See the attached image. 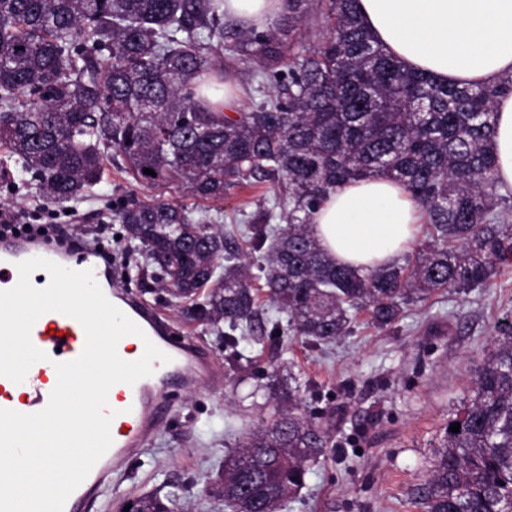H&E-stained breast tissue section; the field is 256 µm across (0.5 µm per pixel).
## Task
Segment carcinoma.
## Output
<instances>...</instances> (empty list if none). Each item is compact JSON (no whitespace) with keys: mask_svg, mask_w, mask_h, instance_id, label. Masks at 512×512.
Instances as JSON below:
<instances>
[{"mask_svg":"<svg viewBox=\"0 0 512 512\" xmlns=\"http://www.w3.org/2000/svg\"><path fill=\"white\" fill-rule=\"evenodd\" d=\"M315 8L325 34L308 46L301 26ZM239 61L259 62L254 77L271 91L228 115L224 81ZM505 93L512 74L473 89L405 70L356 0H288L264 30L227 20L224 0H0V150L40 203L82 197L114 150L129 183L201 201L221 202L252 179L284 183L286 227L275 235L252 224L242 242L169 200L112 205L155 288L227 325L224 350L238 360L243 341L282 340L278 324L260 321L245 256L258 260L291 335L315 344L345 335L354 311L387 327L437 290L468 292L512 265L493 153ZM375 174L402 183L427 216L432 232L413 265H339L313 235L312 211L331 190ZM500 333L448 420L459 432L445 428L414 490L423 512H512V323ZM299 388L281 393L267 424L224 459V486L211 496L225 512H284L326 455L328 436ZM138 506L171 512L156 495Z\"/></svg>","mask_w":512,"mask_h":512,"instance_id":"1","label":"carcinoma"}]
</instances>
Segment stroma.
<instances>
[{
    "instance_id": "stroma-1",
    "label": "stroma",
    "mask_w": 512,
    "mask_h": 512,
    "mask_svg": "<svg viewBox=\"0 0 512 512\" xmlns=\"http://www.w3.org/2000/svg\"><path fill=\"white\" fill-rule=\"evenodd\" d=\"M123 165L113 154L105 179L90 195L52 207L50 221L72 241L100 235L115 255H127L130 275L119 278V287L155 305L170 330L199 345L219 375L176 397L168 419L137 456L120 463L88 512H120L129 499L147 494L168 499L172 512H224L209 484L225 454L243 433L264 425L278 398L265 380L247 378L228 362L222 334L194 318L189 302L152 291L150 275L138 270L136 242L104 210L131 192L143 200L160 194L130 186ZM162 195L228 231L241 232L263 211L272 214L274 227L284 225L282 198L269 181L232 189L220 203H202L177 189ZM73 208L80 214L76 224L69 217ZM508 319L512 266L467 293L436 291L407 306L390 327L375 326L361 310L349 333L329 345L288 338L265 350L262 368L272 372L283 365L293 373L331 439L288 512H422L414 490L430 473L449 419L469 399L471 380Z\"/></svg>"
}]
</instances>
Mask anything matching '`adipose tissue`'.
Returning <instances> with one entry per match:
<instances>
[{"mask_svg":"<svg viewBox=\"0 0 512 512\" xmlns=\"http://www.w3.org/2000/svg\"><path fill=\"white\" fill-rule=\"evenodd\" d=\"M228 15L270 25L287 0H225ZM374 38L405 68L457 86H485L512 73V0H357ZM494 150L501 189L512 190V93L500 96ZM422 211L405 187L383 176L331 191L312 215L324 252L342 265L395 262L414 243Z\"/></svg>","mask_w":512,"mask_h":512,"instance_id":"obj_1","label":"adipose tissue"}]
</instances>
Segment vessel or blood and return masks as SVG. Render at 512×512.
Wrapping results in <instances>:
<instances>
[{
  "instance_id": "vessel-or-blood-1",
  "label": "vessel or blood",
  "mask_w": 512,
  "mask_h": 512,
  "mask_svg": "<svg viewBox=\"0 0 512 512\" xmlns=\"http://www.w3.org/2000/svg\"><path fill=\"white\" fill-rule=\"evenodd\" d=\"M32 257H43L72 270L93 271L109 301L144 331L143 337L127 336L120 340L121 358L139 359L147 339L171 358L167 364L155 363L153 374L135 384L118 383L111 387L108 403L116 412L111 424L113 443L70 495L64 508V512H86L102 485L115 472L117 463L142 448L147 437L167 418L168 396L203 380L209 373V365L190 342L171 335L154 311L113 289L111 268L102 264L100 255L92 248L75 252L25 233L0 238V290L10 289L17 283V263ZM31 340L47 358L33 364L23 382L0 376V409L25 414L44 409L57 383L56 363L79 357L86 335L74 318L48 312L34 324Z\"/></svg>"
}]
</instances>
